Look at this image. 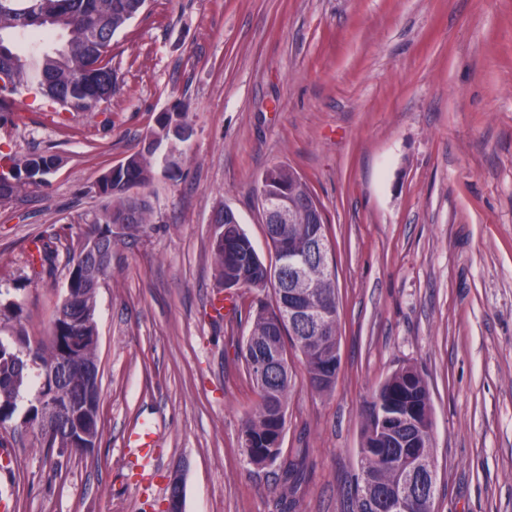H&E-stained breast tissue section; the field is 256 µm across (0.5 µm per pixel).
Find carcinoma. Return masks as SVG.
I'll return each mask as SVG.
<instances>
[{"mask_svg": "<svg viewBox=\"0 0 512 512\" xmlns=\"http://www.w3.org/2000/svg\"><path fill=\"white\" fill-rule=\"evenodd\" d=\"M138 0H0V112L7 111L9 98L21 89L33 90L61 105L68 112H88L100 103L97 90L112 88L113 70L109 52L112 37L140 10ZM66 33L65 43L56 50L27 52L14 49L13 42L32 34ZM186 112H171L151 129L158 144L170 138L166 127L173 118L187 119ZM55 166V156L31 154L21 158L0 156V203L10 200L24 187L46 184ZM152 178L150 154L138 151L128 156L126 168L115 175L104 173L97 181V194L105 201L93 224L70 250L68 288L75 303L67 319H53L49 341L31 344L19 333L11 341L0 339V422L11 418L22 390L31 384L30 370L37 369L34 402L27 411V422L44 432L53 425V438L71 442L73 452L83 454V445L73 440L76 424H68L67 408L74 393L83 385L81 370L98 367L96 294L93 283L100 282L110 263L93 268L82 262L84 244L98 239L107 250L126 238L113 226L122 221L132 204L129 189L145 186ZM259 189L268 194L288 193L295 203L290 224L266 225L274 263H265L257 254L241 225L226 210L219 212L224 240L211 241V253L225 298L238 312L233 287L254 293L249 305L251 331L241 347L248 376L258 396L253 412L241 427L240 448L248 463L265 467L277 462L282 453L288 396L292 389L290 354L285 340L298 350L306 368L307 385L317 393H330L336 387V344L338 320L333 317L322 327L301 324L289 330L282 322L288 292L286 269L278 267L282 251L308 254L317 239L326 237L324 218L317 214L319 202L307 183L293 169L278 165L265 172ZM151 207L139 197L135 223L147 232ZM56 251L44 242L38 247L40 274L55 270ZM306 279L313 285L308 300L338 310L336 281L326 276L320 262L312 261ZM66 361L73 371L59 381L55 371ZM413 392L419 398V425L410 437L421 447L415 458L425 464L413 470L403 457L402 448H379L369 437L371 425L380 410L395 395ZM428 385L417 368H404L389 375L364 403L361 435V473L352 495V512H391V501L405 512H433L435 464L432 450L422 447L431 441L433 420L427 410Z\"/></svg>", "mask_w": 512, "mask_h": 512, "instance_id": "carcinoma-1", "label": "carcinoma"}]
</instances>
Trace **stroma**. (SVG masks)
Returning <instances> with one entry per match:
<instances>
[{
  "mask_svg": "<svg viewBox=\"0 0 512 512\" xmlns=\"http://www.w3.org/2000/svg\"><path fill=\"white\" fill-rule=\"evenodd\" d=\"M111 56L94 111L24 90L0 114V152L59 161L0 205V339L48 340L96 182L157 114L187 104L194 136L176 176L155 154L151 227L114 247L97 291L96 447L49 451L25 389L0 426V512H162L176 471L184 512H350L363 403L405 364L431 395L435 512H512V0H147ZM275 165L322 207L339 297L335 390L311 392L293 360L289 480L241 453L250 323L211 308L213 219L231 208L269 260L255 187ZM42 239L57 259L39 279ZM134 428L157 436L148 481Z\"/></svg>",
  "mask_w": 512,
  "mask_h": 512,
  "instance_id": "obj_1",
  "label": "stroma"
}]
</instances>
